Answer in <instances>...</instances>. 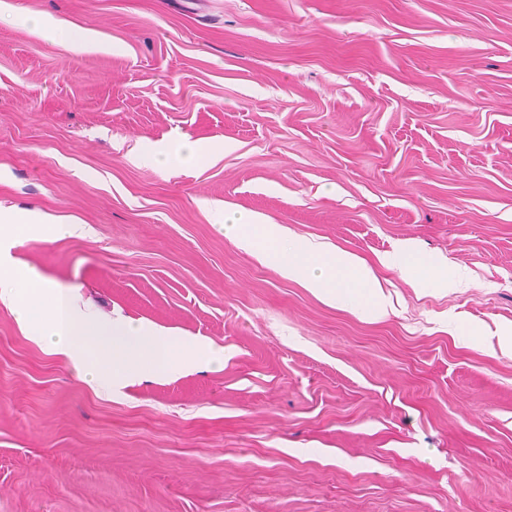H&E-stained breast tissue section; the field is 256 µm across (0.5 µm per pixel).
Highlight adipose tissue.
Listing matches in <instances>:
<instances>
[{
  "instance_id": "1",
  "label": "adipose tissue",
  "mask_w": 512,
  "mask_h": 512,
  "mask_svg": "<svg viewBox=\"0 0 512 512\" xmlns=\"http://www.w3.org/2000/svg\"><path fill=\"white\" fill-rule=\"evenodd\" d=\"M224 233L248 243L259 260L278 266L288 279L301 283L328 305L356 313L383 306L372 267L350 252L292 239L284 225L252 213L225 211ZM392 264L420 286L453 285L452 275L440 272L415 244L405 245Z\"/></svg>"
}]
</instances>
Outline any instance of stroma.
<instances>
[{"label":"stroma","instance_id":"obj_1","mask_svg":"<svg viewBox=\"0 0 512 512\" xmlns=\"http://www.w3.org/2000/svg\"><path fill=\"white\" fill-rule=\"evenodd\" d=\"M174 135L233 149L141 148ZM0 206L89 226L13 250L79 304L224 349L104 387L0 299V512H512V355L454 336L512 325V0H0ZM228 209L364 259L386 313ZM409 240L463 288L381 264ZM146 151L161 156L172 164H186L202 159L211 151V147L205 149L199 143L190 141L188 138L176 137L160 146L148 144ZM224 234L248 243L259 260L278 266L328 305L356 313L383 307L372 267L350 252L292 239L283 224L252 213L225 210Z\"/></svg>","mask_w":512,"mask_h":512}]
</instances>
